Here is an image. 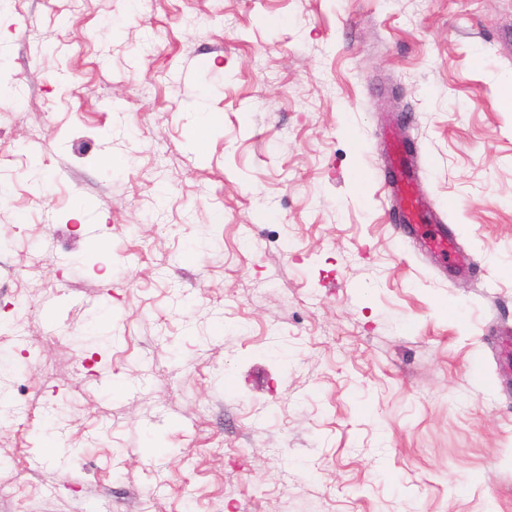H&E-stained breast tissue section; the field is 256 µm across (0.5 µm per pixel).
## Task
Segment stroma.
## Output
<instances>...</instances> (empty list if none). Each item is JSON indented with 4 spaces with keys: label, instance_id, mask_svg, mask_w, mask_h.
Instances as JSON below:
<instances>
[{
    "label": "stroma",
    "instance_id": "35a3bbf8",
    "mask_svg": "<svg viewBox=\"0 0 512 512\" xmlns=\"http://www.w3.org/2000/svg\"><path fill=\"white\" fill-rule=\"evenodd\" d=\"M0 71V512H512V0H11ZM382 160L385 171L390 172L387 193L397 200L395 224L411 227L412 242L419 241L431 254L451 256L456 248L455 232L430 202L420 199V170L415 156L408 152L407 140L391 136L382 150Z\"/></svg>",
    "mask_w": 512,
    "mask_h": 512
}]
</instances>
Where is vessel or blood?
Returning <instances> with one entry per match:
<instances>
[{
    "mask_svg": "<svg viewBox=\"0 0 512 512\" xmlns=\"http://www.w3.org/2000/svg\"><path fill=\"white\" fill-rule=\"evenodd\" d=\"M382 160L390 173L387 193L397 201L395 222L411 227L413 241L421 243L428 252L454 253L456 235L453 228L443 222L430 202L420 197V170L414 155L408 151L406 140L390 137L382 150Z\"/></svg>",
    "mask_w": 512,
    "mask_h": 512,
    "instance_id": "1",
    "label": "vessel or blood"
}]
</instances>
